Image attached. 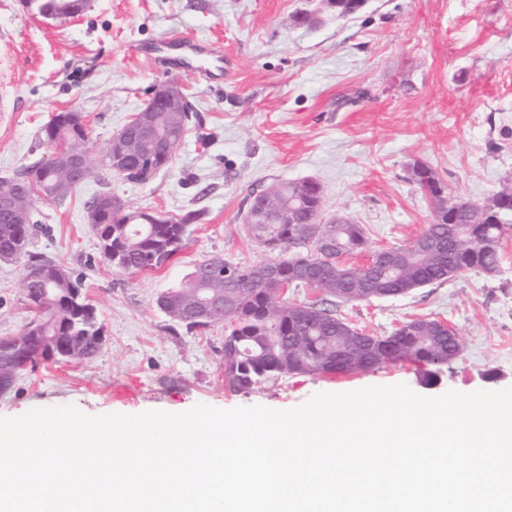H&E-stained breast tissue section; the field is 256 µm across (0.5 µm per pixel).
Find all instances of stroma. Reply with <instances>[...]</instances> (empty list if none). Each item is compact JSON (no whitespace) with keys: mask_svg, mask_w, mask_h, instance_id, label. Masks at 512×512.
<instances>
[{"mask_svg":"<svg viewBox=\"0 0 512 512\" xmlns=\"http://www.w3.org/2000/svg\"><path fill=\"white\" fill-rule=\"evenodd\" d=\"M318 0H90L56 20L0 0V177L44 162L43 129L59 110L86 117L95 161L62 201L35 200L45 233L31 251L81 277L104 327L88 363H45L0 394V417L76 405L87 414L180 413L297 407L318 392L406 384L423 396L512 386V230L499 269L470 271L398 297L342 304L374 336L408 318L450 323L462 349L436 384L407 367L346 377L291 375L250 391L224 383V326L187 331L156 306L195 264L214 255L238 266L269 258L243 223L255 194L276 182L320 185V223L363 225L366 249L409 245L434 213L412 179L432 168L450 198L483 203L512 184V0H367L362 10L308 27L296 23ZM189 32L221 44L224 72L204 80L147 56L164 35ZM180 81L193 107L169 166L143 184L113 176L100 158L114 134L149 100L154 84ZM112 191L128 206L181 218L200 213L187 247L165 267L124 273L100 255L86 206ZM27 259L0 261V336L34 317L22 288ZM137 397L119 402L116 383Z\"/></svg>","mask_w":512,"mask_h":512,"instance_id":"1","label":"stroma"}]
</instances>
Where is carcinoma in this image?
<instances>
[{"label":"carcinoma","mask_w":512,"mask_h":512,"mask_svg":"<svg viewBox=\"0 0 512 512\" xmlns=\"http://www.w3.org/2000/svg\"><path fill=\"white\" fill-rule=\"evenodd\" d=\"M189 110L184 112H158L159 124L174 133L168 141H158L152 146L135 140L128 145L132 156H144L151 169L158 171L169 164L181 135L189 121ZM58 127H67L80 141L74 143L84 148L79 117L61 113L56 117ZM412 179L424 195L434 194L441 185L436 172L423 163L413 166ZM55 177L37 175L30 193L19 201L20 212L27 219L25 224L0 223V247L19 242L24 234L32 231V202L40 196L50 201H60L55 193ZM270 203L284 212L283 222L254 224L251 213H246L248 233L261 241L274 257L266 263L279 261V275L295 287L304 285L303 263L322 269L326 259L318 252L306 254L291 262L280 258L279 253L292 244H301L313 236L339 234L346 245V253L363 249L366 243L365 229L360 224H319L322 192L313 183L298 189L292 183H279L265 193ZM472 202L456 200V211L437 217L421 233L426 238L458 240L462 252L435 251L421 258L407 246H391L386 251L395 260L386 270L377 287L423 288L443 283L448 279L471 270L484 271L499 267L500 242L507 230L512 229V209H504L497 215L479 218L470 211ZM198 215L188 213L181 219L156 216L151 230L145 232L137 212L115 207L100 216L94 224L97 233L112 237V247L118 259L108 260L115 269L123 272H141L164 267L185 246L190 224ZM192 270L184 283L174 288L168 299L165 314L172 321L188 329L203 327L194 314V304L199 287L211 294L224 297L225 311L216 321H228L224 345L239 351V357L224 364V381L234 390H251L269 382H275L290 374L317 375L327 373L336 361L345 358L344 373L351 375L373 368L409 364L426 381L437 378L457 358L458 346L448 334L439 333L438 320L429 318L409 319L402 322L388 336L365 334L355 336L354 325L347 319L333 314H320L323 302L317 299L309 303L288 304L263 284L256 274L258 266L236 268L234 277L221 272H210V260L206 259ZM361 266L348 264L337 273L324 275L322 289L339 302H349L365 294L369 285L360 275ZM53 289L46 314L52 327L51 339L45 349L58 357L73 355L83 361L94 359L103 346V326L98 316H92L71 304L73 292L82 288L81 280L71 273L49 284ZM378 346V357H368V349Z\"/></svg>","instance_id":"carcinoma-1"}]
</instances>
